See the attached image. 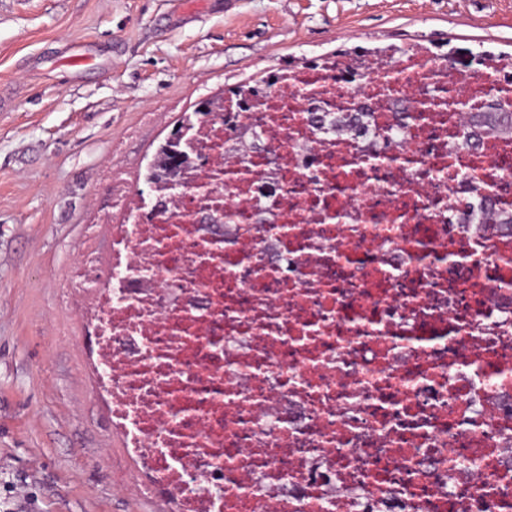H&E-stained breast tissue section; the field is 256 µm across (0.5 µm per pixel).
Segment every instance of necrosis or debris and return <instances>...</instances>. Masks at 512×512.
I'll list each match as a JSON object with an SVG mask.
<instances>
[{
  "label": "necrosis or debris",
  "mask_w": 512,
  "mask_h": 512,
  "mask_svg": "<svg viewBox=\"0 0 512 512\" xmlns=\"http://www.w3.org/2000/svg\"><path fill=\"white\" fill-rule=\"evenodd\" d=\"M510 104L512 59L409 46L187 130L191 188L129 208L105 278L73 282L175 512H512V136L458 147Z\"/></svg>",
  "instance_id": "1"
}]
</instances>
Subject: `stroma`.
<instances>
[{"label": "stroma", "instance_id": "stroma-1", "mask_svg": "<svg viewBox=\"0 0 512 512\" xmlns=\"http://www.w3.org/2000/svg\"><path fill=\"white\" fill-rule=\"evenodd\" d=\"M512 53V0H0V512H173L96 390L93 295L158 145L199 100L336 50Z\"/></svg>", "mask_w": 512, "mask_h": 512}]
</instances>
